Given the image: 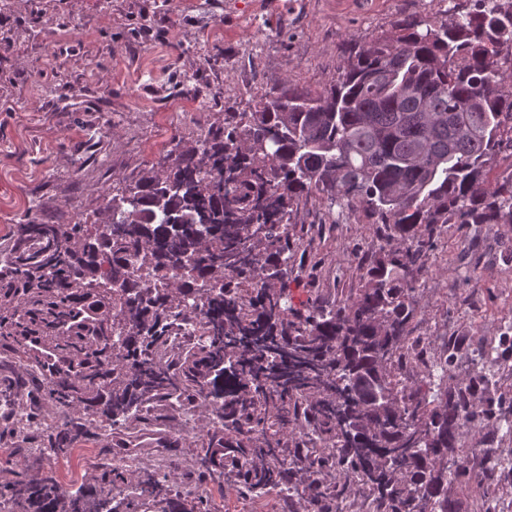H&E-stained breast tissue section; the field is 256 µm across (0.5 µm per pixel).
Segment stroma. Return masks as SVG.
I'll return each mask as SVG.
<instances>
[{
  "label": "stroma",
  "instance_id": "stroma-1",
  "mask_svg": "<svg viewBox=\"0 0 512 512\" xmlns=\"http://www.w3.org/2000/svg\"><path fill=\"white\" fill-rule=\"evenodd\" d=\"M448 0H0V243L32 216L94 219L112 188L158 168L175 141L255 111L289 87L316 92L358 40L391 33L402 16L432 19ZM296 265H319L310 283L324 304L353 296L356 253L372 250L367 224L317 198L302 199L291 226ZM480 279L468 281L470 271ZM408 334L428 356L456 349L449 389L467 385L480 348L495 347L500 386L483 393L496 413L512 410V224H448L419 277ZM487 448L512 436L487 422L463 430L456 455L481 476ZM103 457L97 443L55 462L26 454L27 474L55 467L82 479ZM297 490L252 498L225 480L222 512H306L308 477Z\"/></svg>",
  "mask_w": 512,
  "mask_h": 512
}]
</instances>
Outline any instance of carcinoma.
Segmentation results:
<instances>
[{
    "label": "carcinoma",
    "instance_id": "obj_1",
    "mask_svg": "<svg viewBox=\"0 0 512 512\" xmlns=\"http://www.w3.org/2000/svg\"><path fill=\"white\" fill-rule=\"evenodd\" d=\"M432 20L394 22L363 41L317 92L284 90L240 122L210 130L174 158L115 189L97 211L100 234L74 218L16 224L0 245V351L25 380L26 411L3 430L40 438L54 456L200 413L195 447L168 446L166 469L107 461L81 484L51 472L21 477L0 462V505L13 512H213L175 480L187 452L224 490L290 491L309 475L308 512H328L324 482L361 481L380 512H454L448 475L465 427L491 418L475 388L498 385L495 360L476 383L448 390L450 347L432 360L408 350L418 275L443 224H512V0H465ZM341 205L375 225L354 298L323 307L290 260L302 197ZM133 264L165 288L129 277ZM278 283L270 287L269 281ZM306 290L295 301L294 289ZM201 320L179 349L173 334ZM424 365L412 390L398 378ZM310 452L281 457L284 436Z\"/></svg>",
    "mask_w": 512,
    "mask_h": 512
}]
</instances>
